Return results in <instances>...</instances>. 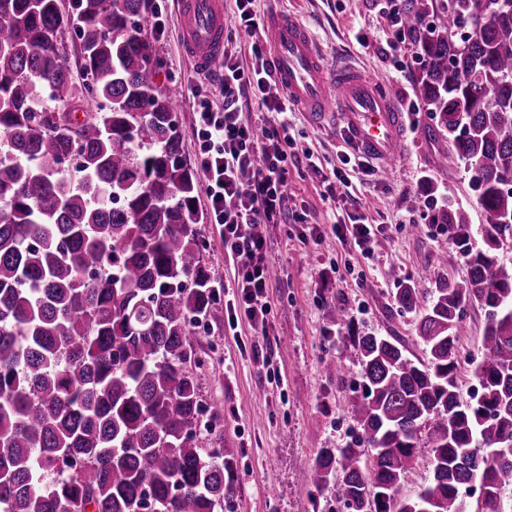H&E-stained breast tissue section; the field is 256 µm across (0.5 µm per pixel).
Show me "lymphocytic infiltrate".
<instances>
[{
	"label": "lymphocytic infiltrate",
	"mask_w": 512,
	"mask_h": 512,
	"mask_svg": "<svg viewBox=\"0 0 512 512\" xmlns=\"http://www.w3.org/2000/svg\"><path fill=\"white\" fill-rule=\"evenodd\" d=\"M254 55L255 64L247 70L232 52H225L223 72L214 83L218 96H211L209 84L199 78L188 84L187 96L196 111L195 166L210 221L221 226L224 257L237 270L229 312L259 329L269 312V279L267 241L254 228L284 223L288 167L297 156L291 151L288 119L294 107L263 51ZM253 106L264 115L261 124L244 116Z\"/></svg>",
	"instance_id": "lymphocytic-infiltrate-1"
}]
</instances>
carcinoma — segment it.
I'll return each instance as SVG.
<instances>
[{
  "label": "carcinoma",
  "instance_id": "cac0c4a2",
  "mask_svg": "<svg viewBox=\"0 0 512 512\" xmlns=\"http://www.w3.org/2000/svg\"><path fill=\"white\" fill-rule=\"evenodd\" d=\"M0 0V512H224L234 467L200 435L190 326L220 292L199 239L200 183L177 109L156 83L146 0ZM387 23L415 44V95L470 173L472 206L434 223L465 258L415 336H355L358 428L317 452L311 483L347 512H504L512 487V0H401ZM76 32L75 88L59 38ZM97 110L74 116L77 101ZM485 311L477 393L463 402L457 342ZM424 353L420 359L409 344ZM430 475L399 495L421 439ZM479 489L468 510L462 491Z\"/></svg>",
  "mask_w": 512,
  "mask_h": 512
}]
</instances>
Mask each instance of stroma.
<instances>
[{"mask_svg": "<svg viewBox=\"0 0 512 512\" xmlns=\"http://www.w3.org/2000/svg\"><path fill=\"white\" fill-rule=\"evenodd\" d=\"M177 0H152L157 29V82L185 91L195 67L181 48ZM261 15L293 13L320 43L329 63L364 69L388 83L407 113L404 154L382 165L363 155L352 176L356 210L335 202L325 179L339 164L343 140L335 124L315 127L303 113L290 114V134L301 159L288 175L287 219L265 225L268 301L265 333L247 320L229 329L225 305L208 321L191 327L199 360L195 368L204 406L219 409L216 434L237 464L232 512H344L329 495L311 492L310 476L319 448L343 447L355 434L351 404L359 384V351L341 337L328 313L344 307L358 335H413L414 314L395 302L397 288L417 284L429 293L444 280L466 277L460 253L444 225L434 223L433 201L468 203L469 175L447 142L416 135L432 125L428 112H412L417 75L415 48L408 39L387 42L380 0H256ZM319 160L308 167L304 153ZM371 225L372 250L364 255L339 238L334 219ZM204 257L211 277L234 283V266L224 257L218 225L202 222ZM430 278L418 281L420 269ZM336 359L344 377L328 376Z\"/></svg>", "mask_w": 512, "mask_h": 512, "instance_id": "1", "label": "stroma"}]
</instances>
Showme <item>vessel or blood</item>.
<instances>
[{"label": "vessel or blood", "instance_id": "vessel-or-blood-1", "mask_svg": "<svg viewBox=\"0 0 512 512\" xmlns=\"http://www.w3.org/2000/svg\"><path fill=\"white\" fill-rule=\"evenodd\" d=\"M181 46L195 68L209 71L223 58L229 36L224 0H178ZM274 77L295 109L324 125L336 117L340 133L354 150L381 162L403 147L405 117L392 91L365 71L326 64L307 25L282 12L266 21Z\"/></svg>", "mask_w": 512, "mask_h": 512}]
</instances>
